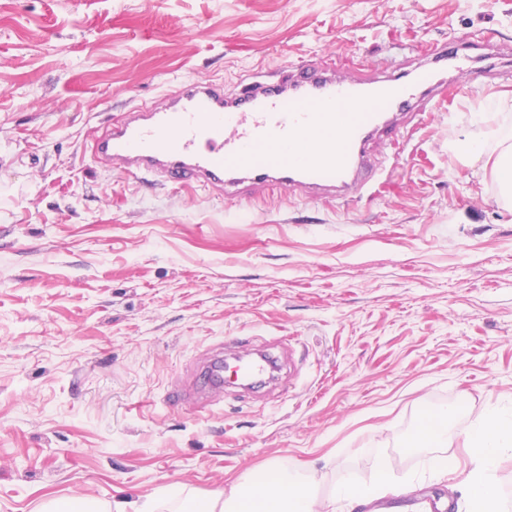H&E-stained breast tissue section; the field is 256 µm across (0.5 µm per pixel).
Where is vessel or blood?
<instances>
[{"mask_svg":"<svg viewBox=\"0 0 512 512\" xmlns=\"http://www.w3.org/2000/svg\"><path fill=\"white\" fill-rule=\"evenodd\" d=\"M446 79L427 67L408 77L340 78L333 67L291 64L281 80L255 72L239 93L209 79L183 80L162 107L136 106L92 145L95 158L161 186L199 184L239 197L284 191L311 198H376L381 186L372 144L397 138L401 118L423 119L419 101L440 96ZM222 361L189 386L174 385L169 404L204 410L224 386ZM275 348L256 349L255 386L279 370Z\"/></svg>","mask_w":512,"mask_h":512,"instance_id":"vessel-or-blood-1","label":"vessel or blood"}]
</instances>
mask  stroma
<instances>
[{"label":"stroma","instance_id":"1","mask_svg":"<svg viewBox=\"0 0 512 512\" xmlns=\"http://www.w3.org/2000/svg\"><path fill=\"white\" fill-rule=\"evenodd\" d=\"M489 29L512 46V0H0V512L218 494L269 462L323 498L387 470L337 512H466V437L512 417V210L451 143L512 126L506 59L441 69L452 101L377 147L403 159L374 200L156 186L92 142L190 77L399 75ZM282 336V389L167 406L210 348ZM450 405L447 446L416 443Z\"/></svg>","mask_w":512,"mask_h":512}]
</instances>
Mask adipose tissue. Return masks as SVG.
I'll return each instance as SVG.
<instances>
[{
    "instance_id": "1",
    "label": "adipose tissue",
    "mask_w": 512,
    "mask_h": 512,
    "mask_svg": "<svg viewBox=\"0 0 512 512\" xmlns=\"http://www.w3.org/2000/svg\"><path fill=\"white\" fill-rule=\"evenodd\" d=\"M457 156L466 163L489 164L504 203L512 206V132L499 134L495 146L473 139L454 145ZM504 442L503 429L490 422L474 429L467 438L473 466L465 479L467 496L476 512H500V494L492 466ZM386 475H379L370 486L360 488L350 481L334 487L323 499L288 469L269 465L264 473L248 476L226 494H206L187 486L171 487L164 495L149 497L126 506L101 504L82 497L65 501L48 500L39 512H325L327 503H356L383 492Z\"/></svg>"
}]
</instances>
